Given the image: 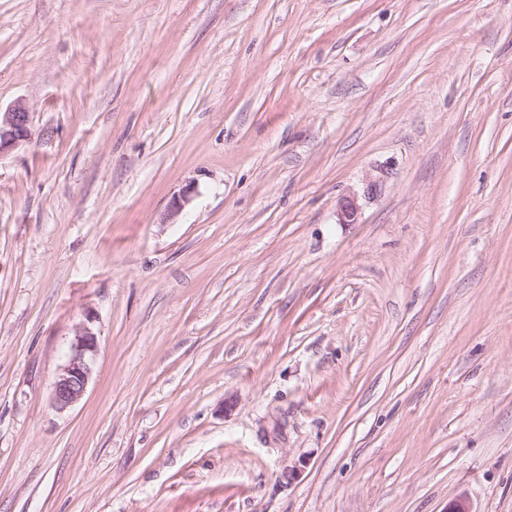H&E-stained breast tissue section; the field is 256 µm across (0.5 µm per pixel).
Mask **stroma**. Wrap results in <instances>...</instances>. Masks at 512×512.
<instances>
[{
	"label": "stroma",
	"mask_w": 512,
	"mask_h": 512,
	"mask_svg": "<svg viewBox=\"0 0 512 512\" xmlns=\"http://www.w3.org/2000/svg\"><path fill=\"white\" fill-rule=\"evenodd\" d=\"M18 101L0 512H512V0H0ZM97 352V335L88 326L80 327L53 385L52 403L58 412L68 410L84 396L93 376Z\"/></svg>",
	"instance_id": "1"
}]
</instances>
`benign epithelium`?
<instances>
[{
  "instance_id": "obj_1",
  "label": "benign epithelium",
  "mask_w": 512,
  "mask_h": 512,
  "mask_svg": "<svg viewBox=\"0 0 512 512\" xmlns=\"http://www.w3.org/2000/svg\"><path fill=\"white\" fill-rule=\"evenodd\" d=\"M30 123V113L19 101L0 111V155L30 140ZM358 211L357 197L344 198L340 203L339 223H356ZM97 352V335L87 326L80 327L53 385L52 403L57 411L64 412L82 399L93 376Z\"/></svg>"
}]
</instances>
